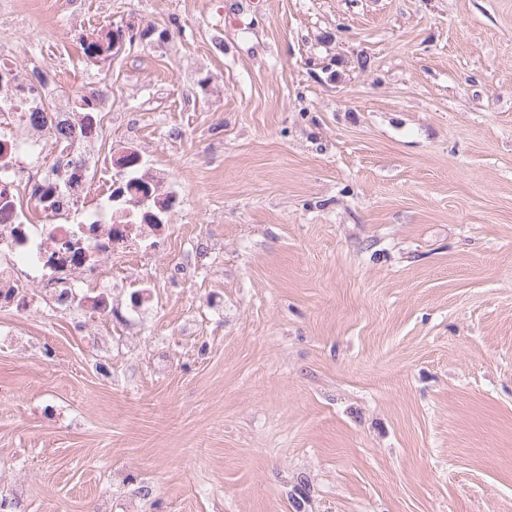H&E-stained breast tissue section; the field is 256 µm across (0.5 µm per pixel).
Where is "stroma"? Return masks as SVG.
Returning <instances> with one entry per match:
<instances>
[{
  "label": "stroma",
  "instance_id": "obj_1",
  "mask_svg": "<svg viewBox=\"0 0 512 512\" xmlns=\"http://www.w3.org/2000/svg\"><path fill=\"white\" fill-rule=\"evenodd\" d=\"M0 42L178 194L111 317L0 307L12 512H512V0H0ZM134 25H112V40L108 33L96 34L91 37H87V45H93L95 49L94 57L100 63H107L119 57L126 49L127 42L131 43L134 38ZM102 49L103 52L98 54V49Z\"/></svg>",
  "mask_w": 512,
  "mask_h": 512
}]
</instances>
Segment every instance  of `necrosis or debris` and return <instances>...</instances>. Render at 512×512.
<instances>
[{"label":"necrosis or debris","mask_w":512,"mask_h":512,"mask_svg":"<svg viewBox=\"0 0 512 512\" xmlns=\"http://www.w3.org/2000/svg\"><path fill=\"white\" fill-rule=\"evenodd\" d=\"M14 82L17 95L0 100V206L16 204L14 163L20 155H27L36 170L47 155H58L63 148L71 159L66 170L41 178L56 202L44 211V223H31L22 212L14 223L0 225V287L11 289L8 302L16 310L30 311L58 285L78 288L77 275L82 271L93 276L94 287H109L112 273L100 268L99 262L113 253L112 169L102 168L94 182L96 207L87 210L78 205L72 190L83 184L87 172L77 163L83 138L75 133L65 142L52 136L17 139L14 129L26 120L29 88L22 77Z\"/></svg>","instance_id":"obj_1"}]
</instances>
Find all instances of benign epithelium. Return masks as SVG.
<instances>
[{"mask_svg": "<svg viewBox=\"0 0 512 512\" xmlns=\"http://www.w3.org/2000/svg\"><path fill=\"white\" fill-rule=\"evenodd\" d=\"M134 26L112 25V34H96L87 38L88 44L102 53L94 58L106 63L119 57L126 45L133 41ZM142 164L141 154L134 149H126L112 160V222L124 225L123 230L114 233L113 243L132 237L146 236L147 230L162 223L160 214L169 208L170 198L162 189L160 181L145 173L141 177L142 187L138 192L127 191V182L133 179L134 167Z\"/></svg>", "mask_w": 512, "mask_h": 512, "instance_id": "7a95c632", "label": "benign epithelium"}]
</instances>
